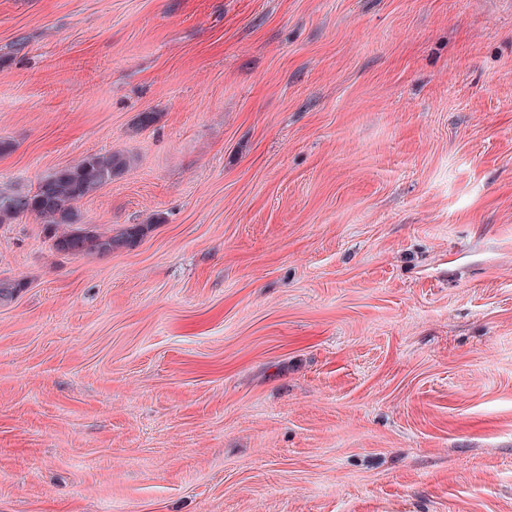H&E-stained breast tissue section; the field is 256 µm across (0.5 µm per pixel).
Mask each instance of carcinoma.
Segmentation results:
<instances>
[{"label": "carcinoma", "instance_id": "obj_1", "mask_svg": "<svg viewBox=\"0 0 512 512\" xmlns=\"http://www.w3.org/2000/svg\"><path fill=\"white\" fill-rule=\"evenodd\" d=\"M126 167L116 154H88L76 164L62 167L41 178L35 190L11 195L0 194V224H9L24 215L39 219L61 254L106 255L120 245H130L143 233V226L132 224L118 237L78 223L76 205L112 182V176Z\"/></svg>", "mask_w": 512, "mask_h": 512}]
</instances>
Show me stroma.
Returning <instances> with one entry per match:
<instances>
[{
	"instance_id": "1",
	"label": "stroma",
	"mask_w": 512,
	"mask_h": 512,
	"mask_svg": "<svg viewBox=\"0 0 512 512\" xmlns=\"http://www.w3.org/2000/svg\"><path fill=\"white\" fill-rule=\"evenodd\" d=\"M1 140L144 231L0 224V512H512V0H0ZM126 165V160L116 154H88L76 164L41 178L34 191L0 193V224L33 215L41 221L53 249L72 256L106 255L117 246L130 245L142 235V225L132 224L120 237H112L93 224H78L76 210L78 202L109 184Z\"/></svg>"
}]
</instances>
